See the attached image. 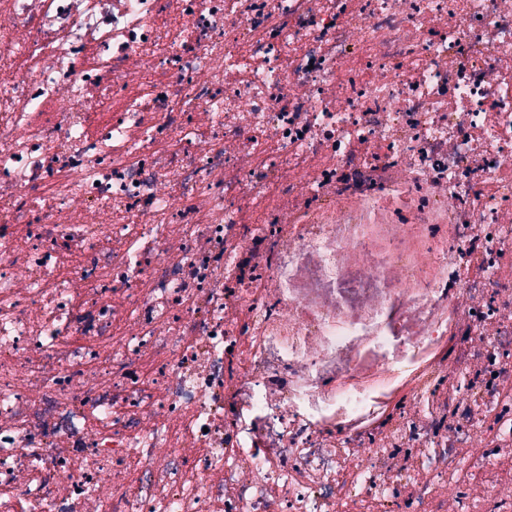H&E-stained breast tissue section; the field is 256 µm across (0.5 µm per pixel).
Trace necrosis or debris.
<instances>
[{"mask_svg": "<svg viewBox=\"0 0 512 512\" xmlns=\"http://www.w3.org/2000/svg\"><path fill=\"white\" fill-rule=\"evenodd\" d=\"M0 512H512V0H0Z\"/></svg>", "mask_w": 512, "mask_h": 512, "instance_id": "4bbe7bcc", "label": "necrosis or debris"}]
</instances>
